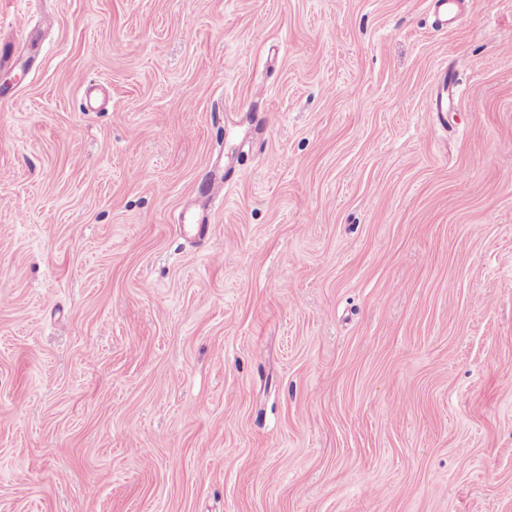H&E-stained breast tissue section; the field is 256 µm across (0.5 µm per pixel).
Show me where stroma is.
I'll return each instance as SVG.
<instances>
[{"mask_svg": "<svg viewBox=\"0 0 512 512\" xmlns=\"http://www.w3.org/2000/svg\"><path fill=\"white\" fill-rule=\"evenodd\" d=\"M20 37L0 512H512V0H0ZM456 87L457 84L448 75V67L443 68L430 88L426 103L427 111L447 112L448 97L456 93Z\"/></svg>", "mask_w": 512, "mask_h": 512, "instance_id": "obj_1", "label": "stroma"}]
</instances>
